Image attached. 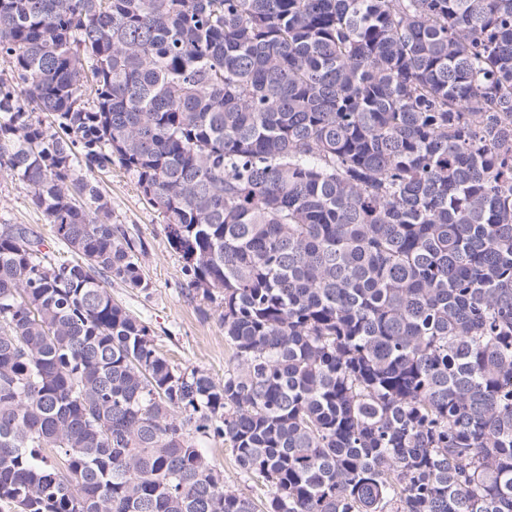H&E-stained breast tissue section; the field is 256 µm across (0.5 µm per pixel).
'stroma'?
<instances>
[{
	"label": "stroma",
	"instance_id": "1",
	"mask_svg": "<svg viewBox=\"0 0 512 512\" xmlns=\"http://www.w3.org/2000/svg\"><path fill=\"white\" fill-rule=\"evenodd\" d=\"M94 181L112 200L113 223L143 249L140 262L147 290L128 288L115 279L108 287L113 299L147 323L159 351L172 363L203 370L222 381L230 351L219 320L221 309L200 298H186L182 263L167 243L162 215L146 204L135 179L123 169L95 175ZM0 224H23L45 240L53 238L43 214L29 203L28 187L3 171ZM208 456L221 471L225 489L257 502L268 498L267 485L260 478L245 477L223 443H210Z\"/></svg>",
	"mask_w": 512,
	"mask_h": 512
}]
</instances>
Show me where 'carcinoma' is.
I'll list each match as a JSON object with an SVG mask.
<instances>
[{
    "label": "carcinoma",
    "instance_id": "carcinoma-1",
    "mask_svg": "<svg viewBox=\"0 0 512 512\" xmlns=\"http://www.w3.org/2000/svg\"><path fill=\"white\" fill-rule=\"evenodd\" d=\"M0 506L512 512V0H0ZM220 300L224 382L89 175ZM220 440L269 498L224 489ZM91 179L112 199V223L143 249L139 257L147 290L112 279L106 285L112 298L147 323L159 351L172 363L224 381L230 351L219 320V300L186 298L181 259L167 243L163 217L146 204L131 175L115 166L112 173H96ZM29 188L0 171V224H25L53 245L51 226L29 203Z\"/></svg>",
    "mask_w": 512,
    "mask_h": 512
}]
</instances>
